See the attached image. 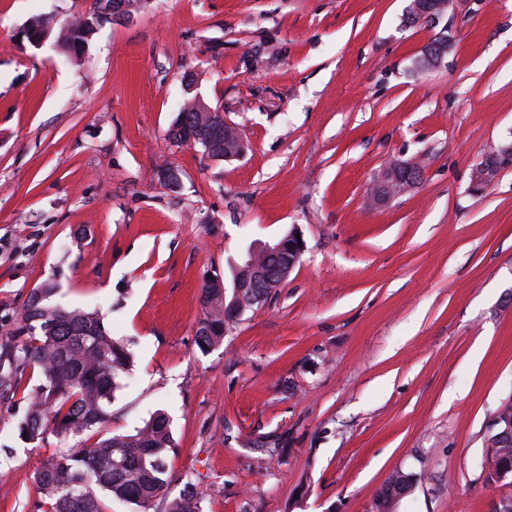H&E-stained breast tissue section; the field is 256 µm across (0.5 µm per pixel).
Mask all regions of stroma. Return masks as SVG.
Returning <instances> with one entry per match:
<instances>
[{"label":"stroma","instance_id":"stroma-1","mask_svg":"<svg viewBox=\"0 0 512 512\" xmlns=\"http://www.w3.org/2000/svg\"><path fill=\"white\" fill-rule=\"evenodd\" d=\"M92 0H0V340L46 281L100 311L135 362L112 404L127 432L158 410L177 450L170 496L203 512H489L488 426L512 396V0H458L439 25L408 0H143L79 61L22 39ZM438 70L414 61L437 35ZM248 141L215 162L166 138L185 78ZM393 162L417 188L373 208ZM175 170L178 188L158 178ZM298 230L300 264L220 348L195 343L200 287ZM0 396V512H35L58 448L16 439ZM52 18L50 17H35L29 20L25 26V37L29 44L31 43L32 39H38L40 40L38 43L34 44L35 47H40L43 45L47 37H42L46 32H49V39L53 34V28H52ZM401 473L402 475H400V478H397L392 482L393 486L387 484V481L384 484L381 493L377 497V512H388L395 502L394 499L391 498V495H395V492L403 494L406 490H410L413 487V484L416 481V475L402 471Z\"/></svg>","mask_w":512,"mask_h":512}]
</instances>
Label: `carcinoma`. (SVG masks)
<instances>
[{"instance_id":"cac0c4a2","label":"carcinoma","mask_w":512,"mask_h":512,"mask_svg":"<svg viewBox=\"0 0 512 512\" xmlns=\"http://www.w3.org/2000/svg\"><path fill=\"white\" fill-rule=\"evenodd\" d=\"M116 0H94L89 11L64 21L55 45L68 61L81 58L90 37L107 24ZM52 18L35 17L25 26L26 40L53 32ZM219 108L198 101L192 83L183 85V97L167 139L176 145L194 144L215 161L224 160V121L208 113ZM288 252L262 253L260 266L281 268ZM57 286L45 282L30 293L27 304L0 346V387H18L26 370L36 383L26 395L27 409L16 423L18 436L40 444L48 435L61 448L33 474L42 512H106L104 498L127 501L149 512L161 503L162 512H203L202 500L187 484L179 496L166 494L168 455L176 443L170 420L156 412L133 430L106 433L112 425V402L119 379L131 373L134 356L128 345L112 336L97 311L68 308L53 300ZM196 344L207 352L221 346L227 326L239 317V307L224 301V289L204 284ZM96 437L90 441V437ZM416 478L402 473L384 484L377 512H389L391 495L411 489Z\"/></svg>"}]
</instances>
